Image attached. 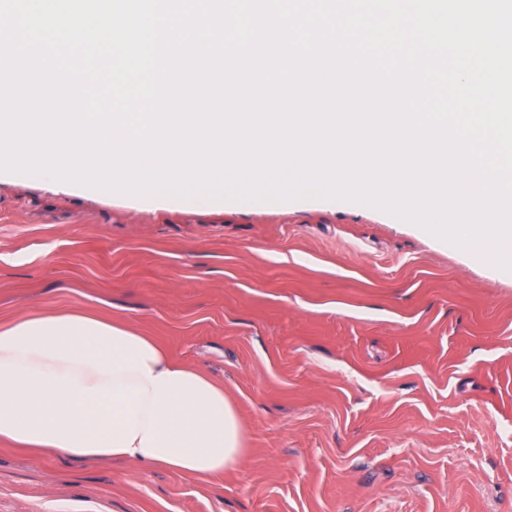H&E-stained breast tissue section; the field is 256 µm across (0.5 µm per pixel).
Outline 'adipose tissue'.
<instances>
[{
  "label": "adipose tissue",
  "mask_w": 512,
  "mask_h": 512,
  "mask_svg": "<svg viewBox=\"0 0 512 512\" xmlns=\"http://www.w3.org/2000/svg\"><path fill=\"white\" fill-rule=\"evenodd\" d=\"M224 388L127 323L80 312L0 327V441L207 482L245 460Z\"/></svg>",
  "instance_id": "adipose-tissue-1"
}]
</instances>
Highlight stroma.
I'll list each match as a JSON object with an SVG mask.
<instances>
[{
	"label": "stroma",
	"instance_id": "obj_1",
	"mask_svg": "<svg viewBox=\"0 0 512 512\" xmlns=\"http://www.w3.org/2000/svg\"><path fill=\"white\" fill-rule=\"evenodd\" d=\"M131 324L224 386L207 484L0 443V512H512V271L345 200L165 208L0 178V326Z\"/></svg>",
	"mask_w": 512,
	"mask_h": 512
}]
</instances>
